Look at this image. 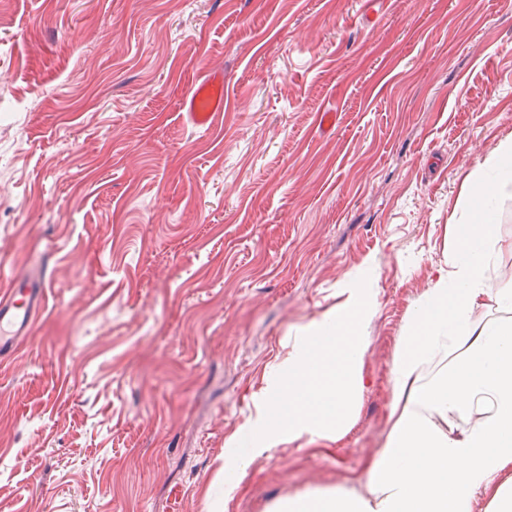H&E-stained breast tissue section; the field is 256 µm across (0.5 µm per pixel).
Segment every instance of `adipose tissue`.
<instances>
[{
  "label": "adipose tissue",
  "instance_id": "1",
  "mask_svg": "<svg viewBox=\"0 0 512 512\" xmlns=\"http://www.w3.org/2000/svg\"><path fill=\"white\" fill-rule=\"evenodd\" d=\"M470 219L415 302L390 376V430L357 485L289 499L280 512H512V271L492 273L494 205L512 198V140L462 185Z\"/></svg>",
  "mask_w": 512,
  "mask_h": 512
}]
</instances>
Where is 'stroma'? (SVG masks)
Returning a JSON list of instances; mask_svg holds the SVG:
<instances>
[{"instance_id":"obj_1","label":"stroma","mask_w":512,"mask_h":512,"mask_svg":"<svg viewBox=\"0 0 512 512\" xmlns=\"http://www.w3.org/2000/svg\"><path fill=\"white\" fill-rule=\"evenodd\" d=\"M0 512H268L362 476L403 327L512 138V0H0ZM224 77L197 127L190 89ZM336 115L323 130L321 113ZM376 268L340 440L244 438L302 328ZM1 280L0 360L14 357L31 335L51 288V277L42 268L13 272Z\"/></svg>"}]
</instances>
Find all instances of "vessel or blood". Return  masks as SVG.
<instances>
[{
	"label": "vessel or blood",
	"mask_w": 512,
	"mask_h": 512,
	"mask_svg": "<svg viewBox=\"0 0 512 512\" xmlns=\"http://www.w3.org/2000/svg\"><path fill=\"white\" fill-rule=\"evenodd\" d=\"M193 121L210 124L215 113L224 109V80L212 74L193 86L185 98ZM51 278L45 269L14 272L0 280V360L9 359L31 335L45 309Z\"/></svg>",
	"instance_id": "vessel-or-blood-1"
}]
</instances>
